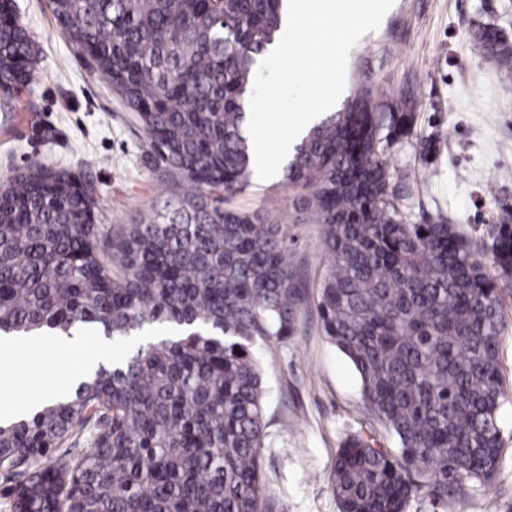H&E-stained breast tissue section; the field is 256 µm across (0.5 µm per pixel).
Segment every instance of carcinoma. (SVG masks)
Instances as JSON below:
<instances>
[{
    "instance_id": "carcinoma-1",
    "label": "carcinoma",
    "mask_w": 512,
    "mask_h": 512,
    "mask_svg": "<svg viewBox=\"0 0 512 512\" xmlns=\"http://www.w3.org/2000/svg\"><path fill=\"white\" fill-rule=\"evenodd\" d=\"M283 0H50L150 136L182 196L134 224L95 223V188L30 164L0 184V335L96 332L149 341L100 363L29 420L0 426L14 512H277L258 341H286L315 308L398 447L351 435L332 485L340 512H406L488 487L501 451L497 291L512 282V214L490 242L410 223L385 152L413 132L403 98L359 92L295 145L282 180L322 227L316 295L280 224L224 207L251 183L245 123L256 56L282 30ZM475 47L512 78V43L479 23ZM26 28L0 24V93L32 80ZM86 436L76 455L60 451Z\"/></svg>"
}]
</instances>
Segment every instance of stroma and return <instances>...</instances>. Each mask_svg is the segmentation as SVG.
<instances>
[{"label":"stroma","mask_w":512,"mask_h":512,"mask_svg":"<svg viewBox=\"0 0 512 512\" xmlns=\"http://www.w3.org/2000/svg\"><path fill=\"white\" fill-rule=\"evenodd\" d=\"M14 4L36 51L37 81L22 95L29 111H15L0 97V183L35 161L68 170L95 185L96 213L112 226L182 195L183 181L154 164L147 133L58 27L49 0ZM481 22L512 40V0H394L378 29L350 51L343 91L348 97L362 88L375 99L411 95L414 133L386 154L399 202L409 221L442 218L468 238L512 211V83L501 79L494 61L475 53ZM440 128L451 130L450 139L421 154L420 138ZM294 197L281 179H256L224 204L287 225L295 256L313 278L325 265L320 227L298 221ZM499 296L507 323L500 342V473L490 487L471 489L448 506L422 495L407 512H512V287L501 286ZM104 347L117 357L124 352L98 336L76 347L51 338L21 344L23 375L0 395L53 391L63 374ZM260 352L270 422L265 488L279 512H339L330 473L341 442L359 433L392 450L396 439L368 413L357 371L327 339L316 311L303 315L287 342L267 341Z\"/></svg>","instance_id":"35a3bbf8"}]
</instances>
